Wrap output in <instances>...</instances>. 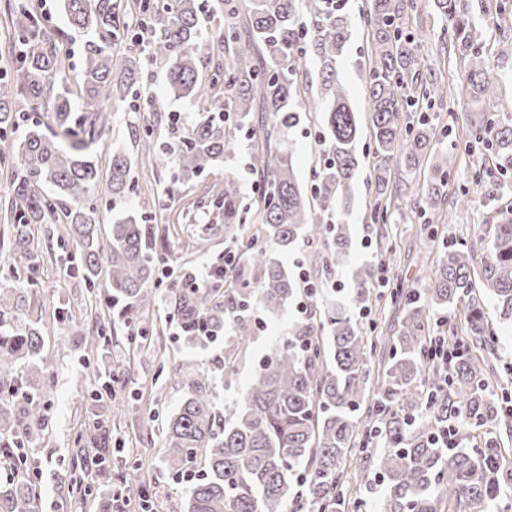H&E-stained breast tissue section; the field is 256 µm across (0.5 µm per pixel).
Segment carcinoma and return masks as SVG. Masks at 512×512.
Segmentation results:
<instances>
[{
	"instance_id": "obj_1",
	"label": "carcinoma",
	"mask_w": 512,
	"mask_h": 512,
	"mask_svg": "<svg viewBox=\"0 0 512 512\" xmlns=\"http://www.w3.org/2000/svg\"><path fill=\"white\" fill-rule=\"evenodd\" d=\"M68 25L83 34V68L69 80L68 34L43 32L30 0H12L14 77L0 82V166L12 171L0 234V512H39L40 496L26 477L22 449L48 431L38 397L53 361L45 348L38 305L43 288L35 260V227L69 225L73 270L92 293L106 285V302L122 305L123 318L147 312L153 284L167 262L157 250L148 220L120 211L101 245L96 231L100 200L92 147L107 126L108 105L127 102L140 110L138 63L146 57L166 66L170 94L198 104L224 94L220 106L201 107L194 124L147 153L146 162L169 168L175 182H190L231 155L241 134L254 133L257 112L271 129L253 152L258 184L254 218L261 235L249 238L244 258L232 264L231 281L215 275L205 288L187 281L166 292L168 318L187 342L204 347L224 337V380L237 374V355L256 326L252 309L279 313L293 300L306 315L263 358L245 387L243 405L220 409L211 399L213 370L183 374L186 395L168 418L166 463L178 477L196 473L187 488L186 512H346L339 465L359 437L379 443L376 475L383 512H492L512 490V461L495 440L475 441L473 430L508 415L488 391L470 348L453 358L448 381L436 369L433 338L426 335L433 309L464 304L461 319L471 342L486 350L495 341L476 290L496 301L512 322V213L494 225L488 258L473 265L474 246L450 243L427 288L394 294L402 308L399 334L377 394L361 408L373 347L341 304L322 311L320 284H304L277 255L307 233H326L327 263L343 264L349 242L345 224L321 230L316 209L328 211L351 199L358 164L359 116L337 71L349 37L348 18L334 0H220L224 26L204 37L198 0H61ZM431 7L446 23L444 41L463 66L470 110L478 113L464 150L483 146L495 155L493 177L512 179V120L496 115L498 77L491 75L484 39L457 0H370L367 22L374 41L368 63V106L378 165L370 219H384L407 184L392 176L419 164L436 128L425 116L405 126L403 112H429L448 94L444 79L419 59L424 34L413 19ZM311 54L321 73L324 115L322 156L311 196L296 181L291 156L272 141L301 122L306 105L297 97V60ZM14 136H8V133ZM448 159L436 165L432 200L445 204ZM112 202L140 193L130 156L112 152L108 178ZM240 186L224 178V223L243 224ZM374 272L364 264L353 275V300H370ZM112 327L99 321L80 331L88 352L112 342ZM426 390L421 392L419 387ZM453 447H448V439ZM92 468L105 482L106 457L78 448L74 468ZM120 494L143 498L139 472Z\"/></svg>"
}]
</instances>
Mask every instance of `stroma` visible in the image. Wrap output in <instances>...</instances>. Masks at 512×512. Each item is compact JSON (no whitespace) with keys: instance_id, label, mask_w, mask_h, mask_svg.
Wrapping results in <instances>:
<instances>
[{"instance_id":"stroma-1","label":"stroma","mask_w":512,"mask_h":512,"mask_svg":"<svg viewBox=\"0 0 512 512\" xmlns=\"http://www.w3.org/2000/svg\"><path fill=\"white\" fill-rule=\"evenodd\" d=\"M489 2L460 0L459 7L470 12L484 29L485 47L491 53L499 36L512 39V14L490 9ZM343 3L351 36L339 61V69L361 125L359 166L353 182V195L343 214L351 229L352 240L344 263L329 274L324 271L327 250L320 240L299 244L282 253L281 259L289 271L301 267L308 271L312 280L328 281L341 288V296L345 299L350 296L352 269L364 263L371 265L378 280L373 289L375 298L366 305L351 306L350 311L359 317L367 336L376 345L368 364L369 382L374 385L383 374L399 329L400 312L386 299L391 286L407 290L425 287L418 256L425 253L430 262L439 261L443 241L470 243L489 239L498 214L512 211V194L497 192L489 180H476L477 171L491 166L485 148H476L468 154L451 151L452 139L465 138L474 115L463 103L466 94L463 68L449 60L448 51L442 46L443 26L437 15L425 13L418 19L427 35L420 55L426 65L442 70L452 78L451 93L444 101L445 110L439 120L440 125L451 127L452 136L432 139L412 175V195L399 199L385 223L370 222L368 183L377 157L372 144L366 87L361 76V69L367 64L372 49V39L365 24L368 0H343ZM303 68L306 76L299 85L300 98L306 102L314 101L315 106L297 127L289 131L287 146L299 183L307 190L312 186L318 166L323 106L316 101L319 84L316 61L305 60ZM150 126L155 127L158 134L167 132L166 125L158 122L156 114L133 112L125 103H113L112 118L94 152L100 175H108L113 150L140 155L143 144L133 138L131 130ZM449 153L455 154L456 159L449 166L447 192L452 195L467 191L471 204L459 210L455 221L447 224L440 220L439 207L431 205L427 196L435 164ZM251 157L250 141H241L223 165L185 184L172 183L170 171L161 165L148 170L134 169V177L149 179L156 193L129 197L123 206L156 216L157 239L162 252L168 255L158 290H166L168 284L184 279L185 275H197L223 263L227 256L240 254L243 239L257 231V224L250 221L239 230L225 228L224 208L219 203L224 192V179L232 176L241 186L245 204H253L256 177ZM426 225L436 230V239H427L422 231ZM212 226L218 227V234L211 237L206 249H197V239ZM66 232L67 227L63 224H42L37 229V261L43 282L41 325L53 359V372L40 399L42 408L49 415V433L42 443L26 451V466L41 496L40 510L97 512L96 507L71 493L68 487L78 436L84 430L90 412L97 410L110 419L113 487H121L132 464L140 463L148 488L157 493L153 512H184V487L169 473L163 448L168 415L186 394V388L174 370L178 367L185 370L217 368L224 360V343L219 340L204 348L188 347L178 336L175 326L167 324L166 308L161 303L156 305L153 317L157 324L166 328L162 351L153 353L143 340L128 343V331L123 322L118 321L116 313L98 295L83 288L73 273L67 253L59 246ZM481 304L498 342L495 353L487 355L483 367L496 394H508L512 392V325L499 319L496 303L491 297L482 296ZM62 305L71 310L72 323L59 322L57 309ZM254 314L262 319L266 328L256 331L252 337L234 380L227 382L216 378L212 398L218 405L225 407L238 403L253 371L288 324L298 316L292 303L276 315L260 308L255 309ZM97 319L114 323L116 328L110 353L105 358L96 353H84L76 340L79 326ZM104 364L121 368L123 380L114 386L109 397L96 403L92 400L97 388L94 373Z\"/></svg>"}]
</instances>
